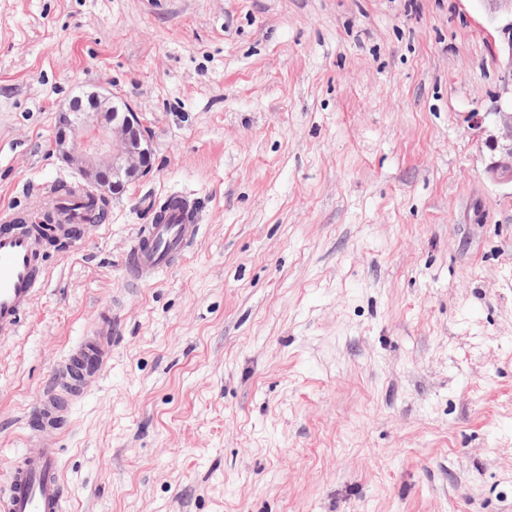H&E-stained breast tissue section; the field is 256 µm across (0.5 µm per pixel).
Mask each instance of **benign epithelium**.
I'll return each mask as SVG.
<instances>
[{
	"instance_id": "7a95c632",
	"label": "benign epithelium",
	"mask_w": 512,
	"mask_h": 512,
	"mask_svg": "<svg viewBox=\"0 0 512 512\" xmlns=\"http://www.w3.org/2000/svg\"><path fill=\"white\" fill-rule=\"evenodd\" d=\"M116 99L107 87L73 98L58 112L53 140L56 154L100 199L123 191L152 170L145 118ZM493 116L496 134L491 143L496 154L487 173L498 183L512 185V109L499 107Z\"/></svg>"
}]
</instances>
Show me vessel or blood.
I'll return each instance as SVG.
<instances>
[{"label": "vessel or blood", "instance_id": "1", "mask_svg": "<svg viewBox=\"0 0 512 512\" xmlns=\"http://www.w3.org/2000/svg\"><path fill=\"white\" fill-rule=\"evenodd\" d=\"M10 208L0 210V340L15 335L46 279L40 249L27 225ZM199 224L173 210L165 223L149 225L130 249L135 280L150 281L183 257ZM112 360V321L104 319L72 346L40 392L26 426L27 448L0 485V512H65L68 496L59 470V438L75 401L97 384Z\"/></svg>", "mask_w": 512, "mask_h": 512}]
</instances>
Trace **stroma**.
<instances>
[{
    "label": "stroma",
    "mask_w": 512,
    "mask_h": 512,
    "mask_svg": "<svg viewBox=\"0 0 512 512\" xmlns=\"http://www.w3.org/2000/svg\"><path fill=\"white\" fill-rule=\"evenodd\" d=\"M488 0H0V209L74 170L59 109L106 86L153 168L0 342V479L26 413L112 317L60 438L67 512H512V101ZM198 202L183 262L126 258ZM492 114L497 133L492 136V150L497 151L487 167V173L498 183L512 186V104L509 108H497Z\"/></svg>",
    "instance_id": "35a3bbf8"
}]
</instances>
